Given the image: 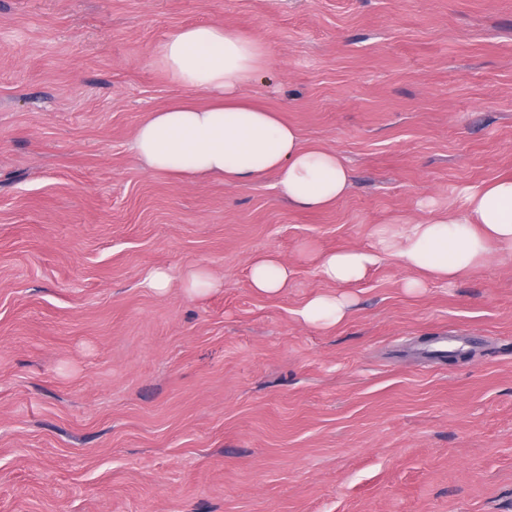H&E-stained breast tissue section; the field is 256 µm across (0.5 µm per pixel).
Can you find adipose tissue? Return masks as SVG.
Returning a JSON list of instances; mask_svg holds the SVG:
<instances>
[{"mask_svg": "<svg viewBox=\"0 0 512 512\" xmlns=\"http://www.w3.org/2000/svg\"><path fill=\"white\" fill-rule=\"evenodd\" d=\"M155 62L190 94L149 113L136 127L132 149L149 171L230 183L273 173L289 205L309 211L325 209L347 194L351 170L336 151L305 142L296 127L244 95L267 65L259 40L221 25H188L159 46ZM196 90L207 92V103L194 100ZM391 254L410 271L405 286L411 290L429 280L451 283L495 255L511 260L512 176L467 188L458 209L382 225L371 247L326 253L315 263L325 281L347 285ZM290 277L287 262L273 255L254 259L249 268L250 286L260 294L283 292ZM348 309L344 298L319 293L306 301L299 316L309 324L333 327Z\"/></svg>", "mask_w": 512, "mask_h": 512, "instance_id": "1", "label": "adipose tissue"}]
</instances>
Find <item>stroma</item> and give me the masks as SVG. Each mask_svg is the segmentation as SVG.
Here are the masks:
<instances>
[{"mask_svg":"<svg viewBox=\"0 0 512 512\" xmlns=\"http://www.w3.org/2000/svg\"><path fill=\"white\" fill-rule=\"evenodd\" d=\"M193 24L262 41L244 95L344 198L145 171L135 128L186 94L153 52ZM505 174L512 0H0V512H512V261L410 292L311 260ZM193 264L222 287L141 285ZM319 292L338 326L299 317ZM290 277L288 263L274 255L261 256L250 264V286L260 294L283 292L290 284ZM349 309V303L336 294L319 293L309 298L298 311L300 318L309 324L333 327L341 323Z\"/></svg>","mask_w":512,"mask_h":512,"instance_id":"35a3bbf8","label":"stroma"}]
</instances>
